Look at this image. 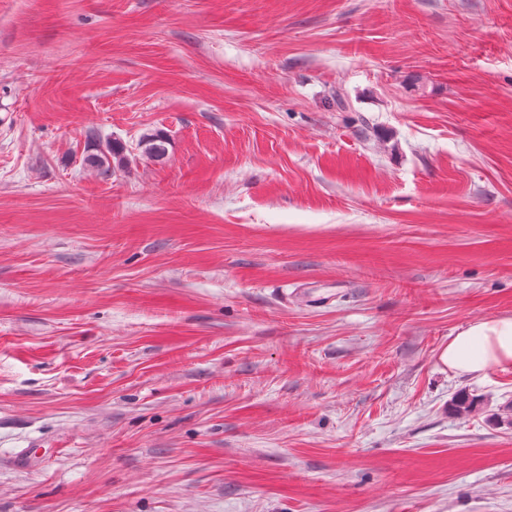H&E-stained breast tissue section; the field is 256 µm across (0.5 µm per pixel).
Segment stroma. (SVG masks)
<instances>
[{"mask_svg": "<svg viewBox=\"0 0 512 512\" xmlns=\"http://www.w3.org/2000/svg\"><path fill=\"white\" fill-rule=\"evenodd\" d=\"M503 317L512 0H0V512H512ZM87 160L90 164L103 168L104 172H109L111 167L113 171L115 168H123L129 162L122 149L113 143L112 147L106 146L105 150L100 151L99 154L89 155ZM438 358L449 371L470 378L512 365V318L471 323L449 339Z\"/></svg>", "mask_w": 512, "mask_h": 512, "instance_id": "35a3bbf8", "label": "stroma"}]
</instances>
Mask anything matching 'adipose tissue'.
<instances>
[{
	"label": "adipose tissue",
	"mask_w": 512,
	"mask_h": 512,
	"mask_svg": "<svg viewBox=\"0 0 512 512\" xmlns=\"http://www.w3.org/2000/svg\"><path fill=\"white\" fill-rule=\"evenodd\" d=\"M439 361L449 371L470 378L512 365V318L471 323L449 339Z\"/></svg>",
	"instance_id": "ef3b65f1"
}]
</instances>
